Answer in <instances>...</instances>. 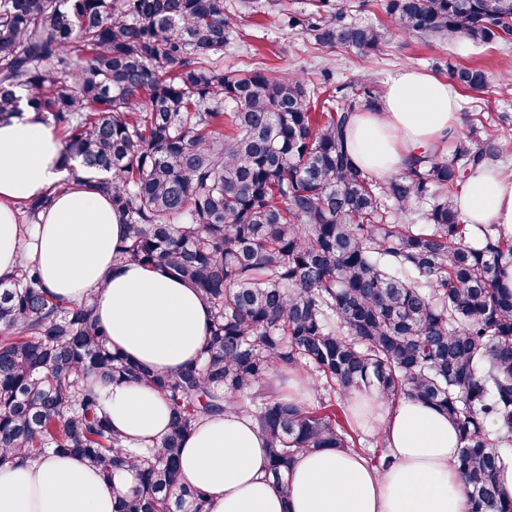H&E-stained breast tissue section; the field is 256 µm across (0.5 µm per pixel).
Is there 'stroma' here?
<instances>
[{"label":"stroma","instance_id":"stroma-1","mask_svg":"<svg viewBox=\"0 0 512 512\" xmlns=\"http://www.w3.org/2000/svg\"><path fill=\"white\" fill-rule=\"evenodd\" d=\"M238 27L245 38L225 47L224 66L228 69L245 68L261 59L285 72L303 70L314 74L324 68L330 69L338 85L349 83L358 75L368 74L381 87L403 68L429 73L437 62L451 65L473 63L488 70L490 81L481 94H461L462 111L472 112L481 107L488 112L512 113V89H505L502 84L503 66L512 60V43L480 46L459 40L448 44L403 34L393 36L380 51L365 59L353 49H316L301 31L283 27L275 12L243 14Z\"/></svg>","mask_w":512,"mask_h":512}]
</instances>
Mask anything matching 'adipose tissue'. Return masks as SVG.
I'll use <instances>...</instances> for the list:
<instances>
[{
	"mask_svg": "<svg viewBox=\"0 0 512 512\" xmlns=\"http://www.w3.org/2000/svg\"><path fill=\"white\" fill-rule=\"evenodd\" d=\"M459 95L444 79L413 69L391 76L375 109L356 114L348 148L375 176L405 171L461 133ZM51 196L30 231L22 207ZM454 204L464 223L494 224L512 236V180L495 165L470 171ZM125 227L94 176L41 115L22 106L0 123V279L19 262L39 265L47 291L68 303L93 300L113 351L165 373L194 364L206 342L210 307L167 267L115 260ZM112 427L139 449L169 431L162 397L132 382L104 390ZM370 408L393 462L369 465L325 448L298 455L288 488H277L255 421L232 414L200 421L183 442L180 482L205 491L211 512H469L456 462L459 435L437 406L405 398L385 406L378 391L355 393ZM135 485L131 473L105 480L80 457L47 452L0 466V512H113L114 497Z\"/></svg>",
	"mask_w": 512,
	"mask_h": 512,
	"instance_id": "adipose-tissue-1",
	"label": "adipose tissue"
}]
</instances>
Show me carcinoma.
<instances>
[{
  "instance_id": "carcinoma-1",
  "label": "carcinoma",
  "mask_w": 512,
  "mask_h": 512,
  "mask_svg": "<svg viewBox=\"0 0 512 512\" xmlns=\"http://www.w3.org/2000/svg\"><path fill=\"white\" fill-rule=\"evenodd\" d=\"M312 6L282 26L363 56L388 34L347 20L348 0ZM385 13L425 39L512 42V0H385ZM238 21L224 0H0V122L25 101L62 131L127 225L116 258L166 266L212 309L198 362L162 374L112 350L92 301L50 296L22 261L0 280V463L76 454L106 479L133 474L113 512H210L205 491L179 485L199 419L251 417L284 491L297 454L355 446L349 400L375 387L448 412L469 512H512L497 488L512 447V237L463 223L453 203L512 139L467 114L452 153L377 180L345 146L351 118L377 105L375 82L226 71ZM450 76L469 93L488 85L478 66ZM297 369L317 404L274 388ZM98 382L158 392L169 434L129 452Z\"/></svg>"
}]
</instances>
